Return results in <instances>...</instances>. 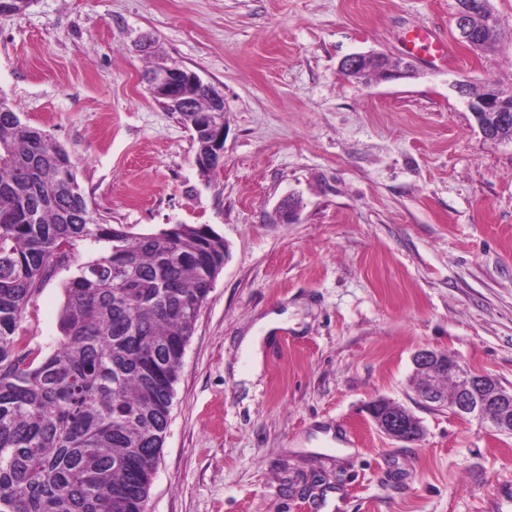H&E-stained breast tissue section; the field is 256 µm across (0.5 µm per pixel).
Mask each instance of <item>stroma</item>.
<instances>
[{
  "instance_id": "35a3bbf8",
  "label": "stroma",
  "mask_w": 512,
  "mask_h": 512,
  "mask_svg": "<svg viewBox=\"0 0 512 512\" xmlns=\"http://www.w3.org/2000/svg\"><path fill=\"white\" fill-rule=\"evenodd\" d=\"M492 52L464 46L456 0H30L0 14V91L68 152L105 224H206L227 247L186 348L147 512H512V435L420 404L412 356L444 351L512 385V142L481 135L456 85L512 89V0ZM424 25L453 58L393 82L341 59H403ZM150 37L224 96V158L161 108L135 49ZM287 198L296 221L277 215ZM69 263L18 330L50 353ZM287 328L251 375L241 341ZM425 429L379 433L369 404ZM334 429L338 443H316ZM382 62L381 53L369 52L352 54L342 59L340 70L356 81H362L369 72L377 68Z\"/></svg>"
}]
</instances>
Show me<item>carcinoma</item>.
<instances>
[{"label": "carcinoma", "instance_id": "carcinoma-1", "mask_svg": "<svg viewBox=\"0 0 512 512\" xmlns=\"http://www.w3.org/2000/svg\"><path fill=\"white\" fill-rule=\"evenodd\" d=\"M478 48L497 17L473 19ZM0 94V512H142L182 359L224 266L206 225L132 234L94 216L65 149L14 120ZM211 110L194 92L179 119L208 152ZM81 243L54 350L16 335L32 296Z\"/></svg>", "mask_w": 512, "mask_h": 512}]
</instances>
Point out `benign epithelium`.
Masks as SVG:
<instances>
[{
    "label": "benign epithelium",
    "mask_w": 512,
    "mask_h": 512,
    "mask_svg": "<svg viewBox=\"0 0 512 512\" xmlns=\"http://www.w3.org/2000/svg\"><path fill=\"white\" fill-rule=\"evenodd\" d=\"M472 0H460L454 14L455 27L467 46H474L473 30L470 16L474 12ZM382 56L369 52L352 54L342 59L340 70L357 81L378 69L376 78L381 81H394L408 77L414 70L410 61L396 64L390 62L380 67ZM152 95L166 100L167 105L178 109L183 100L174 93L180 82L188 85L202 83L193 71L178 63H166L146 76ZM214 111L205 115L209 135V160L224 158V121L214 117L224 98L219 91H214ZM468 107L473 112L479 131L486 139L500 141L498 131L512 123V94H506L497 88H489L479 97H471ZM414 373L425 381L423 389H415L419 400L434 407H446L448 412L460 419H475L479 423L493 428L500 434L512 435V385H503L496 377L483 372L467 369L457 358L446 352L433 349H419L412 357ZM448 368L453 377L458 379V390L442 400L436 393L433 377L442 368ZM376 428L386 437L403 441L414 428L420 427L419 420L402 405L394 404L380 415H371Z\"/></svg>",
    "instance_id": "benign-epithelium-1"
}]
</instances>
